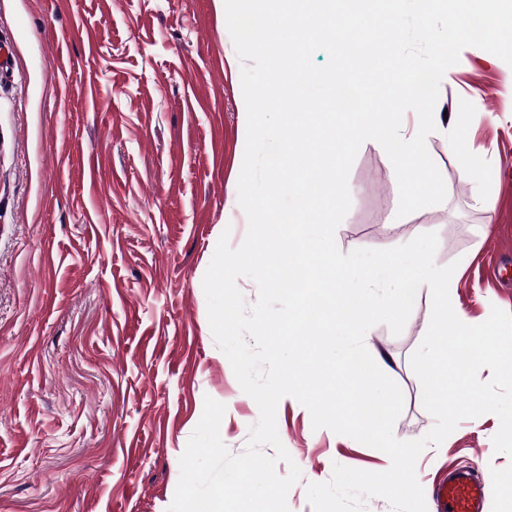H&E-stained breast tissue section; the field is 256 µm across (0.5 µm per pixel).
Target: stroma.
I'll use <instances>...</instances> for the list:
<instances>
[{"mask_svg":"<svg viewBox=\"0 0 512 512\" xmlns=\"http://www.w3.org/2000/svg\"><path fill=\"white\" fill-rule=\"evenodd\" d=\"M241 62L224 0H0V512H167L205 397L226 407L220 437L245 450L259 408L208 320L203 278L222 233L239 247ZM437 111L460 134L427 145L407 182L368 141L349 174L342 252L434 232L456 264L453 307L469 324L512 313V67L464 48ZM431 317L421 287L401 334L365 344L401 388L398 439L435 424L410 358ZM277 462L290 512H313L311 483L334 465L382 472V451L326 428L283 397ZM488 413L427 447L416 475L431 495L449 469L483 476L495 452Z\"/></svg>","mask_w":512,"mask_h":512,"instance_id":"35a3bbf8","label":"stroma"}]
</instances>
